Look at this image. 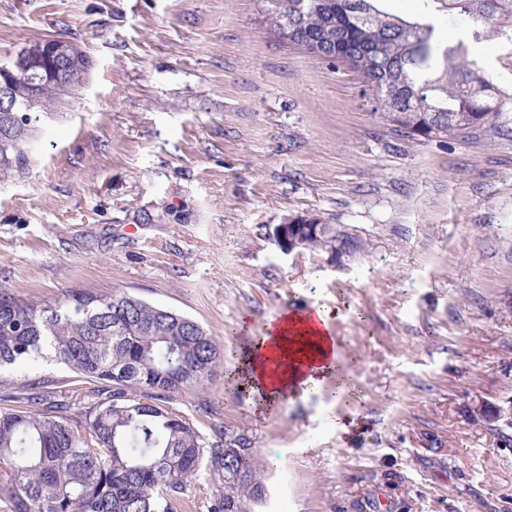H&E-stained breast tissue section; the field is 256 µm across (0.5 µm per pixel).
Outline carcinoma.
Segmentation results:
<instances>
[{
    "instance_id": "carcinoma-1",
    "label": "carcinoma",
    "mask_w": 512,
    "mask_h": 512,
    "mask_svg": "<svg viewBox=\"0 0 512 512\" xmlns=\"http://www.w3.org/2000/svg\"><path fill=\"white\" fill-rule=\"evenodd\" d=\"M267 27L306 53L357 73L372 111L409 140L496 125L503 93L468 58L459 28L489 41L512 28V0H269ZM445 11L453 30L440 41ZM0 64L15 111L0 112V179L25 173L43 121L66 104L92 62L78 43L66 73L40 46ZM299 250L366 249L318 213H302ZM237 350L199 322L128 293L72 290L26 300L0 286V512H191L201 470L217 476L209 512H250L265 485L253 442L206 438L174 395L204 385ZM39 360L66 365L73 387L15 378Z\"/></svg>"
}]
</instances>
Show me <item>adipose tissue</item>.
I'll return each mask as SVG.
<instances>
[{"instance_id":"1","label":"adipose tissue","mask_w":512,"mask_h":512,"mask_svg":"<svg viewBox=\"0 0 512 512\" xmlns=\"http://www.w3.org/2000/svg\"><path fill=\"white\" fill-rule=\"evenodd\" d=\"M268 333L274 338L268 347L272 368L259 366L260 354L250 345L245 348L242 367L251 390L262 391L267 400H276L290 389L306 392L318 388L339 359L326 308H316L311 320L295 314L284 316L280 323L269 325Z\"/></svg>"}]
</instances>
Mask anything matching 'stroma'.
Returning <instances> with one entry per match:
<instances>
[{"label": "stroma", "mask_w": 512, "mask_h": 512, "mask_svg": "<svg viewBox=\"0 0 512 512\" xmlns=\"http://www.w3.org/2000/svg\"><path fill=\"white\" fill-rule=\"evenodd\" d=\"M266 0H0V62L46 36L93 68L0 182V285L44 301L124 291L245 346L278 315L331 314L355 393L260 405L216 377L175 407L248 431L252 512H512V101L498 126L394 134L361 78L280 41ZM464 42L512 94V36ZM319 212L365 251L281 252L265 233ZM354 416L337 437L329 416ZM506 404L507 406L480 404L477 408L482 411L489 426L497 427L500 422L504 424L512 423V400L507 401ZM482 421L487 425L484 419Z\"/></svg>", "instance_id": "obj_1"}]
</instances>
